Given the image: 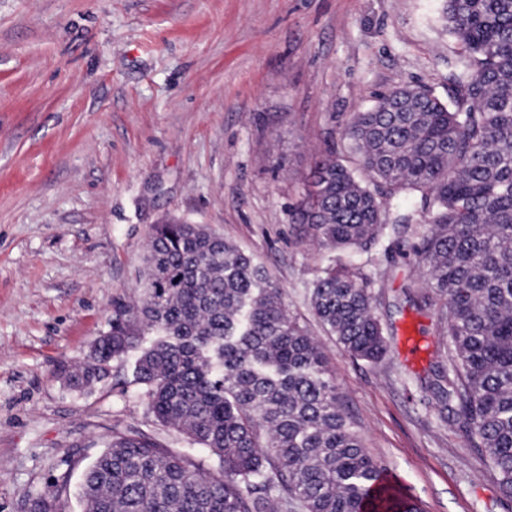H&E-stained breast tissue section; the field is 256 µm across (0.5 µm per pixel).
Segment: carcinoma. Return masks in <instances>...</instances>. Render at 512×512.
<instances>
[{"label": "carcinoma", "mask_w": 512, "mask_h": 512, "mask_svg": "<svg viewBox=\"0 0 512 512\" xmlns=\"http://www.w3.org/2000/svg\"><path fill=\"white\" fill-rule=\"evenodd\" d=\"M464 47L448 101L395 87L346 129L352 166L325 156L292 208L299 233L367 252L411 242L426 272L417 309L448 338L437 370L442 409L458 415L512 499V0H446ZM387 196L414 206L389 216ZM141 304L113 302L112 325L68 371L82 389L129 352L148 412L217 460L129 430L112 435L79 490L83 512H420L384 481L342 409L318 343L263 266L200 224L154 226ZM314 315L352 358L387 345L367 277L330 263L311 288Z\"/></svg>", "instance_id": "cac0c4a2"}]
</instances>
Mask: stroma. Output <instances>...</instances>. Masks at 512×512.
<instances>
[{"label": "stroma", "instance_id": "1", "mask_svg": "<svg viewBox=\"0 0 512 512\" xmlns=\"http://www.w3.org/2000/svg\"><path fill=\"white\" fill-rule=\"evenodd\" d=\"M445 0H0V512H82L77 488L113 434L141 431L205 469L133 381L59 376L137 300L153 225L201 224L253 255L321 347L363 446L422 512H512L457 416L421 387L448 349L409 306L425 275L396 249L300 238L289 207L376 95L440 98L463 46ZM356 264L388 341L378 365L316 320L310 288Z\"/></svg>", "mask_w": 512, "mask_h": 512}]
</instances>
